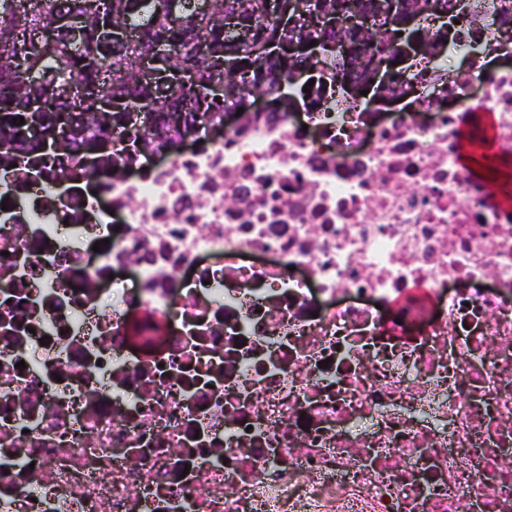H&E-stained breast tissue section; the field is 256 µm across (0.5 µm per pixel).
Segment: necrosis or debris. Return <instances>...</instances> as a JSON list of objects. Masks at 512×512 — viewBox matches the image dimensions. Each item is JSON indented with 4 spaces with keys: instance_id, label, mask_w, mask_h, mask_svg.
<instances>
[{
    "instance_id": "obj_1",
    "label": "necrosis or debris",
    "mask_w": 512,
    "mask_h": 512,
    "mask_svg": "<svg viewBox=\"0 0 512 512\" xmlns=\"http://www.w3.org/2000/svg\"><path fill=\"white\" fill-rule=\"evenodd\" d=\"M253 93L87 195L0 171V512H512V209L458 155L512 70Z\"/></svg>"
}]
</instances>
